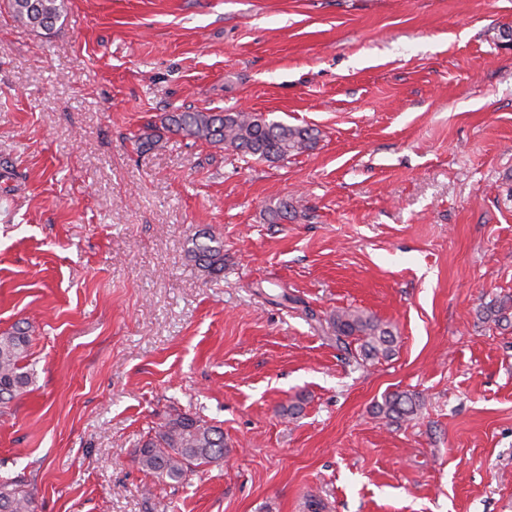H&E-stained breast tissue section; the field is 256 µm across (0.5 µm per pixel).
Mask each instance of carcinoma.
<instances>
[{
    "mask_svg": "<svg viewBox=\"0 0 512 512\" xmlns=\"http://www.w3.org/2000/svg\"><path fill=\"white\" fill-rule=\"evenodd\" d=\"M10 8L16 20L50 31L64 17L65 0H10ZM147 130L149 133L141 138L144 147L167 134H179L268 162L304 152L317 140L311 128L288 126L244 112H168L149 124ZM188 253L207 274L224 272V245L208 230L195 234ZM330 324L336 342L347 347L346 339H353L364 361L389 357L394 351L396 336L391 327L362 310L338 311ZM29 347L30 336L21 326L0 334L1 405L13 401L32 384ZM421 407L417 394L394 391L376 404L375 414L389 424H399L414 419ZM223 458L224 430L186 413L167 415L134 451V460L142 470L169 485L181 484L198 469ZM0 512H33L32 497L22 480L0 483Z\"/></svg>",
    "mask_w": 512,
    "mask_h": 512,
    "instance_id": "obj_1",
    "label": "carcinoma"
}]
</instances>
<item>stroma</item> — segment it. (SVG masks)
Instances as JSON below:
<instances>
[{"label": "stroma", "instance_id": "35a3bbf8", "mask_svg": "<svg viewBox=\"0 0 512 512\" xmlns=\"http://www.w3.org/2000/svg\"><path fill=\"white\" fill-rule=\"evenodd\" d=\"M508 30L512 0H69L51 32L0 0V333L28 328L33 372L0 479L35 512H512V315L485 314L512 296ZM185 111L319 138L139 150ZM346 309L391 357L337 344ZM397 390L422 409L390 425ZM176 411L227 450L169 486L133 452ZM189 256L208 275L224 272V245L208 230H199L191 240ZM330 324L336 332V342L348 351L345 338H352L363 361L389 357L394 351L396 336L391 327L362 310L338 311L330 318ZM420 397L408 391H394L384 396L381 403H377L374 413L385 419L388 424H400L413 420L421 410Z\"/></svg>", "mask_w": 512, "mask_h": 512}]
</instances>
